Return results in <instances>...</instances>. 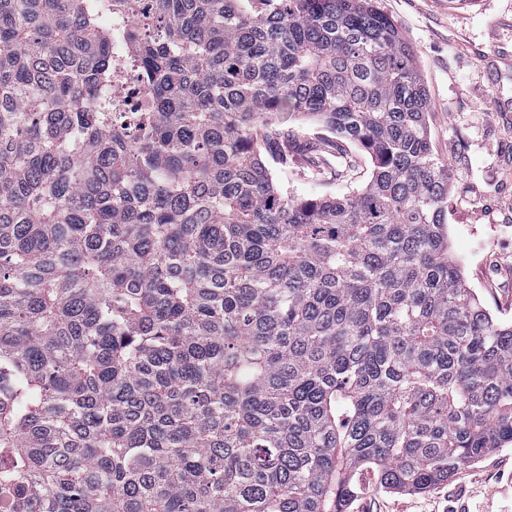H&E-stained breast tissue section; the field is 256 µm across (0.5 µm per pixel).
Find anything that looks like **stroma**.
Here are the masks:
<instances>
[{"label": "stroma", "instance_id": "35a3bbf8", "mask_svg": "<svg viewBox=\"0 0 512 512\" xmlns=\"http://www.w3.org/2000/svg\"><path fill=\"white\" fill-rule=\"evenodd\" d=\"M414 48L431 101L433 148L452 169L448 233L468 288L512 321V68L488 59L512 51V0H380ZM347 184L334 168L295 164L288 189L336 196ZM348 512H512V445L487 454L424 494L389 492L372 471Z\"/></svg>", "mask_w": 512, "mask_h": 512}]
</instances>
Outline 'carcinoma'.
<instances>
[{"label":"carcinoma","instance_id":"carcinoma-1","mask_svg":"<svg viewBox=\"0 0 512 512\" xmlns=\"http://www.w3.org/2000/svg\"><path fill=\"white\" fill-rule=\"evenodd\" d=\"M154 2L0 0V512H347L512 443V323L378 0ZM353 146L336 197L267 165ZM128 49L123 41L118 43V47L112 50L113 57L119 56L120 65L112 72V111L113 112H136L137 98L133 93L132 75L123 68Z\"/></svg>","mask_w":512,"mask_h":512}]
</instances>
